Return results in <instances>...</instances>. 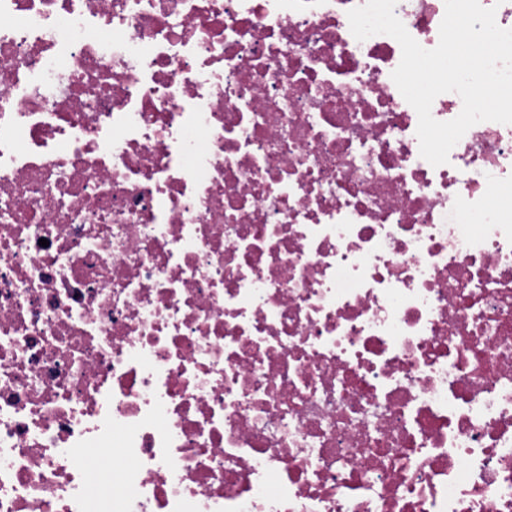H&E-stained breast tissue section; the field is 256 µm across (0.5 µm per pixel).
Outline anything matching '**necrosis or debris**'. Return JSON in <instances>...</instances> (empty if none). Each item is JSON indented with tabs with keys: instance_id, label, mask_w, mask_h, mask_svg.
I'll list each match as a JSON object with an SVG mask.
<instances>
[{
	"instance_id": "obj_1",
	"label": "necrosis or debris",
	"mask_w": 512,
	"mask_h": 512,
	"mask_svg": "<svg viewBox=\"0 0 512 512\" xmlns=\"http://www.w3.org/2000/svg\"><path fill=\"white\" fill-rule=\"evenodd\" d=\"M365 2L0 0V512H512V124Z\"/></svg>"
}]
</instances>
